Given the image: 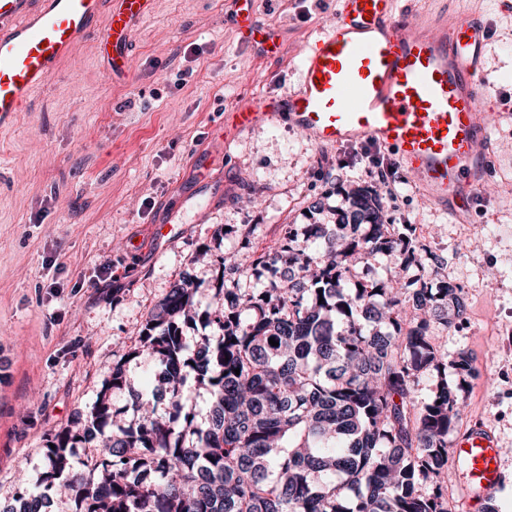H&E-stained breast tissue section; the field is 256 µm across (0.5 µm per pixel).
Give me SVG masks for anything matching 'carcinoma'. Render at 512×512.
<instances>
[{
    "label": "carcinoma",
    "instance_id": "1",
    "mask_svg": "<svg viewBox=\"0 0 512 512\" xmlns=\"http://www.w3.org/2000/svg\"><path fill=\"white\" fill-rule=\"evenodd\" d=\"M337 194L335 223L221 259L218 314L199 311L201 284L180 276L85 418L48 433L41 487L7 512H51L61 486L79 512H448L440 475L464 385L448 368L468 375L471 360L445 361L437 331L463 320L462 289L402 279L424 268L422 250L399 226L387 233L383 198L367 185ZM382 255L400 270L358 288L349 270ZM197 323L218 339L189 347L183 327ZM137 359L155 365L156 386L131 392L127 421L112 392ZM427 374L433 396L418 402ZM189 378L209 395L201 421L183 400ZM76 448L95 451L78 469Z\"/></svg>",
    "mask_w": 512,
    "mask_h": 512
}]
</instances>
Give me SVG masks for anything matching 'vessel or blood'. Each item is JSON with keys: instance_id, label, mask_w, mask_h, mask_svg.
Listing matches in <instances>:
<instances>
[{"instance_id": "obj_1", "label": "vessel or blood", "mask_w": 512, "mask_h": 512, "mask_svg": "<svg viewBox=\"0 0 512 512\" xmlns=\"http://www.w3.org/2000/svg\"><path fill=\"white\" fill-rule=\"evenodd\" d=\"M155 0H0V128L29 111L58 65L92 34L108 50L113 75L130 69L134 32ZM331 27L303 51L298 87L226 113L234 134L287 120L314 143L371 144L415 177L432 204L466 221L493 170L490 129L481 110L489 24L475 16L419 21L396 0H341ZM262 51L277 34L246 16ZM459 494L476 512L506 480L498 440L481 425L459 436Z\"/></svg>"}]
</instances>
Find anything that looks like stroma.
<instances>
[{"mask_svg": "<svg viewBox=\"0 0 512 512\" xmlns=\"http://www.w3.org/2000/svg\"><path fill=\"white\" fill-rule=\"evenodd\" d=\"M337 7L253 0L281 33L269 58L241 40L233 0H155L128 79H112L88 37L0 131V504L20 471H42L48 431L88 412L181 273L207 307L220 257L273 247L309 223L314 200L339 205L337 187L370 183L380 165L389 212L422 227L463 290L464 323L438 332L446 358L471 357L457 429L492 428L512 476V0L464 4L492 27L486 91L498 103L495 175L464 223L428 204L383 150L322 147L285 123L222 133L225 112L295 88L306 42ZM173 214L187 233L158 239L157 219ZM227 224L251 233L218 234Z\"/></svg>", "mask_w": 512, "mask_h": 512, "instance_id": "1", "label": "stroma"}]
</instances>
